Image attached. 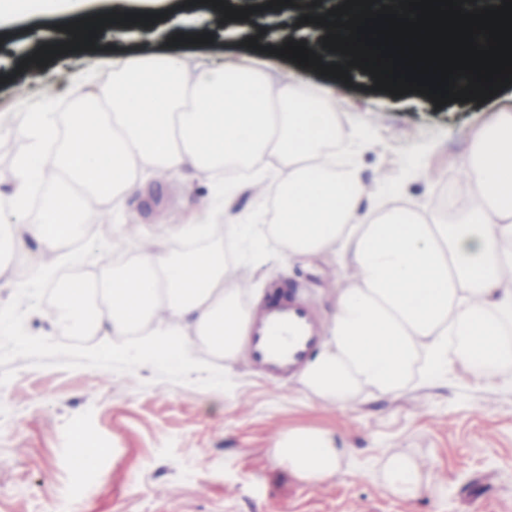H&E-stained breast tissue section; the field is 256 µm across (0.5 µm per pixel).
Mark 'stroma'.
I'll list each match as a JSON object with an SVG mask.
<instances>
[{"label": "stroma", "instance_id": "1", "mask_svg": "<svg viewBox=\"0 0 512 512\" xmlns=\"http://www.w3.org/2000/svg\"><path fill=\"white\" fill-rule=\"evenodd\" d=\"M64 31L61 19L43 16L0 27L1 190L17 157L10 145L38 111L42 81L56 82L61 119L71 110L75 76L111 79L110 69L94 66ZM297 31L288 18L275 29L251 21L242 32L204 43L104 35L97 51L177 54L214 67L269 57L290 69L293 61L277 50ZM322 90L343 100L336 114L340 168L357 169L366 180L386 169L383 204L407 202L428 212L448 190H468L457 178L466 132L512 114V85L483 102L439 106L421 93L377 90L364 72L341 79L302 68L297 94ZM427 169L436 180L422 178ZM248 183L240 179L225 211L234 223L254 225L265 245L224 237L225 262L251 284L245 305L256 308L295 288L329 320L334 297L325 284L338 257H285L267 237L277 193L255 200ZM219 191L216 177H144L141 192L110 223L89 225L72 243L84 261L71 276L92 278L117 225L134 222L162 235L170 211L218 199ZM35 254V245H26L0 271V304L11 312L0 322V512H54L62 502L69 512H512L511 386L478 382L455 368L391 396L359 392L339 411L304 392L298 378L268 381L244 359L226 362L193 337L184 360L152 363L134 352L140 337L125 336L131 354L115 360L102 351L104 337L74 338L51 325L53 288L23 274ZM304 428L330 432L346 448L338 478L309 484L275 457L272 441ZM84 436L100 452L80 468ZM399 453L427 465V487L416 497L393 493L382 481L383 462Z\"/></svg>", "mask_w": 512, "mask_h": 512}]
</instances>
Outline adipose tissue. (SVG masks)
<instances>
[{"label": "adipose tissue", "mask_w": 512, "mask_h": 512, "mask_svg": "<svg viewBox=\"0 0 512 512\" xmlns=\"http://www.w3.org/2000/svg\"><path fill=\"white\" fill-rule=\"evenodd\" d=\"M165 0H0V24L27 15L69 22V40L93 44L104 26L192 36L195 19ZM111 84L75 78L78 92L66 126H58L52 83L43 111L31 113L13 169L7 208L29 209L36 182L49 184L40 218H0V264L24 241L40 249L29 279L55 280L65 246L89 224H105L113 208L142 187L141 169L160 181L192 171L211 177L272 157L279 179L270 231L283 253L308 256L346 240L344 286L326 328L323 350L301 375L306 392L342 410L359 391L389 395L413 377L460 367L475 378L512 382V116L467 138L463 179L476 190L448 224L407 205L381 208L378 173L363 182L336 166L339 97L294 94L295 77L270 74L262 59L213 68L163 56L111 61ZM206 218L188 222L169 212L182 250L144 230L117 233L110 249L134 251L121 266L103 260L93 280H55L52 324L76 334L125 336L153 325L140 347L150 362L182 359L193 336L235 360L250 322L235 270L224 260V221L209 202ZM276 457L302 481L321 483L341 472L345 451L329 433L305 429L277 438ZM388 489L414 497L425 488L422 464L391 456Z\"/></svg>", "instance_id": "adipose-tissue-1"}]
</instances>
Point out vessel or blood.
I'll use <instances>...</instances> for the list:
<instances>
[{
    "label": "vessel or blood",
    "instance_id": "obj_1",
    "mask_svg": "<svg viewBox=\"0 0 512 512\" xmlns=\"http://www.w3.org/2000/svg\"><path fill=\"white\" fill-rule=\"evenodd\" d=\"M322 331L308 302L285 295L258 312L243 349L244 359L247 364L263 367L273 380L297 374L316 349Z\"/></svg>",
    "mask_w": 512,
    "mask_h": 512
}]
</instances>
